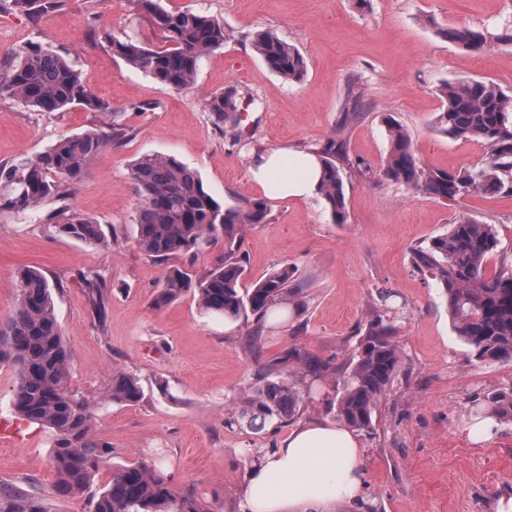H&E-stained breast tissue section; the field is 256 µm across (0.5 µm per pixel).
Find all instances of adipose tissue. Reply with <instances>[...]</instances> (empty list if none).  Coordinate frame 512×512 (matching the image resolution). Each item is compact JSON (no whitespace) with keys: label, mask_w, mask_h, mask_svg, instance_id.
I'll use <instances>...</instances> for the list:
<instances>
[{"label":"adipose tissue","mask_w":512,"mask_h":512,"mask_svg":"<svg viewBox=\"0 0 512 512\" xmlns=\"http://www.w3.org/2000/svg\"><path fill=\"white\" fill-rule=\"evenodd\" d=\"M320 161L309 152L263 154L253 179L274 199L313 195ZM364 450L356 433L329 419L294 424L248 471L238 512H357L364 501Z\"/></svg>","instance_id":"1"}]
</instances>
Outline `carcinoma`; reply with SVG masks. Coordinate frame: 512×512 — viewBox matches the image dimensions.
<instances>
[{
	"label": "carcinoma",
	"mask_w": 512,
	"mask_h": 512,
	"mask_svg": "<svg viewBox=\"0 0 512 512\" xmlns=\"http://www.w3.org/2000/svg\"><path fill=\"white\" fill-rule=\"evenodd\" d=\"M137 10L150 16L166 46L154 47L128 34L103 33L112 56L150 76L162 88L181 91L191 87L201 59L224 47L228 34L218 18L193 9L169 11L161 0H133ZM62 0H0V10L47 14ZM437 35L468 51L479 53L492 45L512 46V17L497 30L459 26L437 28ZM252 43L270 70L293 82L307 73L300 50L269 31H257ZM438 91L445 106L434 121L435 129L453 139L485 144L487 153L476 165L457 171L426 168L417 161L408 133L388 126V151L381 177L410 190L454 201L472 193L512 196V93L490 80L446 82ZM12 98L38 112H64L82 106L105 118L109 131L88 130L57 141L37 155L19 156L0 163V211L25 213L67 196L87 174L99 151L125 135L119 113L97 97L89 78L66 55L40 44L27 43L0 58V97ZM256 99L235 86L207 96L205 109L215 126L240 124L243 101ZM322 165L317 189L338 224L344 223L346 195L336 142L314 148ZM130 175L139 196L135 225L143 253L163 263L195 254L215 239L224 237V263L195 277L176 268L166 276L157 304L192 291L207 313L238 317L251 314L261 319L290 298V271L270 274L242 293L244 274L235 256L243 227L262 224L267 205L256 200L224 207L205 189L201 176L174 158L145 154L131 166ZM59 232L88 246L104 247L100 224L77 214H57ZM501 251L492 224L470 218L457 220L448 233L424 248L412 251L413 263L435 277L448 304L456 334L479 360L512 362V267L491 273L488 260ZM90 304L98 318L105 315L103 288L86 280ZM397 331L391 311L377 313L370 321L361 348L344 373L337 399V415L349 426L373 427V414L391 385L401 354L395 344ZM71 355L55 313L53 287L35 267L18 272V298L11 316L0 323V368L15 374L12 406L22 421L49 428L55 436L50 464L63 496L89 490L98 471L105 444L90 436L94 419L91 402L68 384ZM271 372L258 377L249 399L251 409L240 421L259 430L273 420L295 415L303 394L297 382ZM143 398L136 377L117 371L106 399L135 405ZM473 417H489L512 424V394L496 393L476 405ZM0 512H48L44 502L16 488L0 486ZM90 512H206L190 495L178 496L156 465L146 461L115 467L108 483L95 491Z\"/></svg>",
	"instance_id": "carcinoma-1"
}]
</instances>
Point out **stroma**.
Listing matches in <instances>:
<instances>
[{"label": "stroma", "instance_id": "stroma-1", "mask_svg": "<svg viewBox=\"0 0 512 512\" xmlns=\"http://www.w3.org/2000/svg\"><path fill=\"white\" fill-rule=\"evenodd\" d=\"M170 11L192 8L223 21L229 38L206 55L190 89L176 92L112 57L101 32L128 33L159 47L163 39L131 0H63L32 21L0 13V56L35 42L69 55L95 95L119 112L121 145H107L61 207L101 224L111 250L60 233L50 207L0 213V321L13 311L17 272L40 269L53 286L57 319L71 352L69 382L94 406L92 436L107 443L95 487L127 462L155 461L175 494H191L209 512H236L255 449L272 448L288 432L277 421L261 431L233 425L262 368L281 360V377L298 372L291 349L326 363L310 381L296 419H336L339 382L377 310L396 309L394 338L402 363L380 402L365 448L367 503L375 512H483L485 495L512 483V425L490 442L469 439L476 403L512 390V363L477 360L454 331L433 275L416 268L414 248L469 217L495 225L512 258V197L471 195L448 201L384 180L387 127L409 134L418 161L450 171L486 154L476 140L451 139L432 128L443 109L446 80L487 78L512 92V47L470 53L437 35L440 26L494 29L512 15V0H162ZM267 30L295 45L308 72L292 83L272 72L250 39ZM364 108L344 120L349 84ZM250 92L257 111L239 126L216 128L203 100L227 86ZM101 123L78 107L51 115L0 97V161L35 155L63 135ZM335 139L346 187L348 220L334 223L320 195L269 199L249 176L275 149L309 150ZM164 154L197 170L227 207L266 199V223L247 225L239 255L248 289L289 268L297 288L270 310L258 345L254 319L201 310L191 292L156 305L169 265L141 251L134 225L139 204L129 164ZM105 282L107 316L92 314L86 280ZM138 378L142 401L104 399L112 374ZM52 431L24 424L21 440L0 437V484L43 500L49 512H87L85 495L63 496L50 465Z\"/></svg>", "mask_w": 512, "mask_h": 512}]
</instances>
